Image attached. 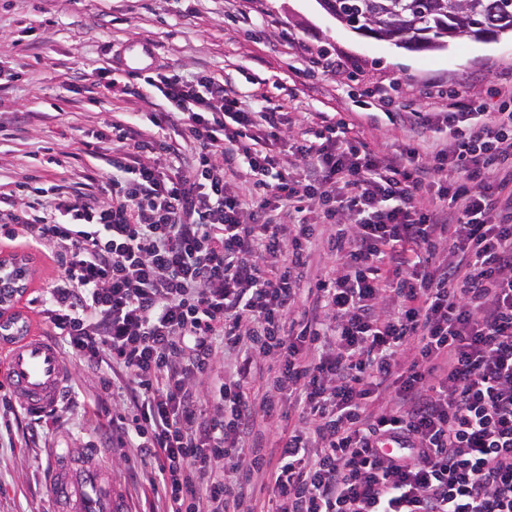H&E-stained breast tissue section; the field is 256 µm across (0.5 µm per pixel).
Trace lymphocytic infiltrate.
Here are the masks:
<instances>
[{
    "mask_svg": "<svg viewBox=\"0 0 512 512\" xmlns=\"http://www.w3.org/2000/svg\"><path fill=\"white\" fill-rule=\"evenodd\" d=\"M147 83L169 107L110 158L101 203L1 193L0 228L54 246L47 318L110 370L112 437L162 512H512V87L437 111L377 89L367 120L413 136L384 155L204 74ZM170 130L191 157L166 172Z\"/></svg>",
    "mask_w": 512,
    "mask_h": 512,
    "instance_id": "obj_1",
    "label": "lymphocytic infiltrate"
}]
</instances>
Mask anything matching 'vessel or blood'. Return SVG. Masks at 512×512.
<instances>
[{
  "mask_svg": "<svg viewBox=\"0 0 512 512\" xmlns=\"http://www.w3.org/2000/svg\"><path fill=\"white\" fill-rule=\"evenodd\" d=\"M126 71L139 73L153 63L151 52L138 43L127 45L121 56ZM6 381L30 411L57 407L62 394L64 362L48 341L22 335L5 339ZM52 489L63 512H124L112 489L106 467L95 463L91 449L72 453L53 465Z\"/></svg>",
  "mask_w": 512,
  "mask_h": 512,
  "instance_id": "b4317fda",
  "label": "vessel or blood"
}]
</instances>
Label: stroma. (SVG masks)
I'll return each instance as SVG.
<instances>
[{
	"label": "stroma",
	"mask_w": 512,
	"mask_h": 512,
	"mask_svg": "<svg viewBox=\"0 0 512 512\" xmlns=\"http://www.w3.org/2000/svg\"><path fill=\"white\" fill-rule=\"evenodd\" d=\"M136 41L150 46L166 73L207 72L241 108L262 97L292 120L313 112L356 119L357 102L382 85L398 102L425 108L457 91L487 100L512 83L511 32L414 51L351 31L319 0H0V193L39 175L44 184L96 194L110 174L108 123L148 131L164 106L144 76L125 72L115 56ZM322 54L341 58L348 74L313 65ZM0 260L27 265L11 310L32 334L48 336L43 296L60 267L47 250L4 238ZM64 364L69 386L56 422L38 442L0 446V512H57L49 458L86 446L99 449L128 512H160L149 469L134 449L112 441V394L102 389L99 368Z\"/></svg>",
	"instance_id": "35a3bbf8"
}]
</instances>
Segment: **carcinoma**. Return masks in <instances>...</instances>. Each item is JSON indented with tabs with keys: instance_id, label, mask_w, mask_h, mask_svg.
I'll return each mask as SVG.
<instances>
[{
	"instance_id": "cac0c4a2",
	"label": "carcinoma",
	"mask_w": 512,
	"mask_h": 512,
	"mask_svg": "<svg viewBox=\"0 0 512 512\" xmlns=\"http://www.w3.org/2000/svg\"><path fill=\"white\" fill-rule=\"evenodd\" d=\"M350 30L417 50L512 31V0H320Z\"/></svg>"
}]
</instances>
